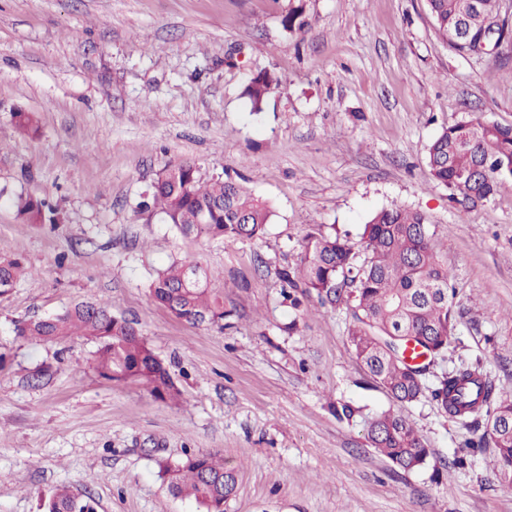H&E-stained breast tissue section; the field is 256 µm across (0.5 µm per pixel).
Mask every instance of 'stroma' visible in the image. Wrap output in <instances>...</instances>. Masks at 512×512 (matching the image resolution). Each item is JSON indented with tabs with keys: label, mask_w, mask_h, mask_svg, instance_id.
Segmentation results:
<instances>
[{
	"label": "stroma",
	"mask_w": 512,
	"mask_h": 512,
	"mask_svg": "<svg viewBox=\"0 0 512 512\" xmlns=\"http://www.w3.org/2000/svg\"><path fill=\"white\" fill-rule=\"evenodd\" d=\"M0 0V257L26 269L0 297V512H39L70 485L96 512H198L173 496L163 460L223 457L225 512H512L492 451L436 477L369 446L364 417L399 410L435 464L471 431L431 395L398 405L357 360L344 309L284 301L312 230L358 240L369 215L426 213L457 288L456 340L435 373L480 365L512 398V187L470 208L427 166L447 125L476 113L512 125V29L497 53L461 56L426 0ZM283 86L261 111L244 89ZM36 113L40 131L12 114ZM244 176L273 214L248 241L185 238L140 204L166 165ZM22 194L64 223L28 224ZM191 259L224 295L223 327L189 325L149 286ZM91 298L133 321L182 391L173 405L110 383L93 343L20 339L18 321ZM359 408L339 419L332 406ZM282 90L281 82L267 72L253 74L246 86L245 94L249 98L254 110H261L262 105L272 95Z\"/></svg>",
	"instance_id": "1"
}]
</instances>
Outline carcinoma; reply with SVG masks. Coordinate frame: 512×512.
Masks as SVG:
<instances>
[{
	"label": "carcinoma",
	"mask_w": 512,
	"mask_h": 512,
	"mask_svg": "<svg viewBox=\"0 0 512 512\" xmlns=\"http://www.w3.org/2000/svg\"><path fill=\"white\" fill-rule=\"evenodd\" d=\"M434 25L449 47L474 54L475 42L456 38L464 18L472 20L474 37L483 30L503 36L508 18L502 0H426ZM291 34L309 26L305 6H293L283 19ZM281 82L267 72L252 75L245 94L261 110ZM17 128L37 134L32 112L13 113ZM432 178L464 207L475 206L512 185V126L488 122L477 114L442 129L427 151ZM17 215L27 224H61V212L46 202L23 195L13 200ZM145 210H160L184 236L229 241L261 237L271 209L243 183L226 176L205 180L190 162L165 166L153 184ZM194 261L169 266L150 284L154 300L174 317L191 325L224 322V297L210 288L206 271L188 277ZM23 273L16 260L0 259V297L15 287ZM290 291L283 292L291 308L301 301L293 290L315 295L317 303L344 307L351 316L350 345L373 379L400 402L419 400L427 389L426 374L445 358L456 330L452 276L436 250V231L426 213L406 207L383 208L363 225L359 243L338 233L306 234L293 270L281 272ZM24 339L58 343L80 336L94 343L92 363L108 382L140 383L162 402L175 401L181 392L134 323L112 315L108 306L84 300L61 314L37 317L16 325ZM424 356L421 363L406 357L408 343ZM432 397L449 417L464 424L481 416L512 421V400L497 395L493 381L480 366L454 369L441 375ZM370 447L405 471L427 467L432 454L406 417L383 411L365 420ZM493 444L498 468L495 477L512 485V430L479 436L465 444L475 454ZM171 492L193 500L199 512H219L235 491V478L224 459L210 453L188 454L180 461L160 464ZM42 512H95L84 494L67 486L41 500Z\"/></svg>",
	"instance_id": "obj_1"
}]
</instances>
